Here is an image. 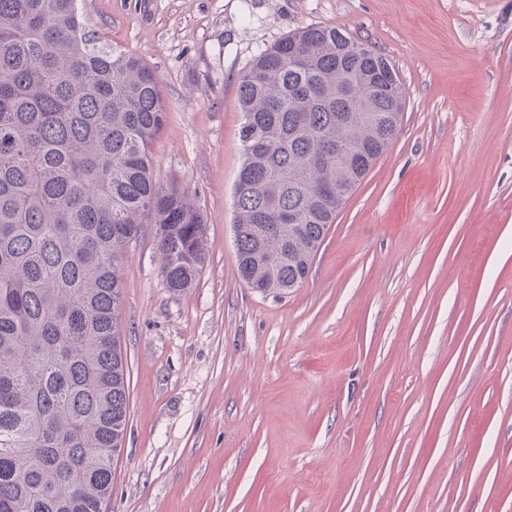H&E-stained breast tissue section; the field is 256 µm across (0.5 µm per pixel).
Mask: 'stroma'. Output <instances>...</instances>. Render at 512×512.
<instances>
[{
	"label": "stroma",
	"instance_id": "obj_1",
	"mask_svg": "<svg viewBox=\"0 0 512 512\" xmlns=\"http://www.w3.org/2000/svg\"><path fill=\"white\" fill-rule=\"evenodd\" d=\"M148 64L160 184L208 263L123 256L128 426L106 512H512V0H78ZM395 65L401 130L291 292L237 270L238 79L298 27Z\"/></svg>",
	"mask_w": 512,
	"mask_h": 512
}]
</instances>
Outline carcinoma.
<instances>
[{"label":"carcinoma","instance_id":"carcinoma-1","mask_svg":"<svg viewBox=\"0 0 512 512\" xmlns=\"http://www.w3.org/2000/svg\"><path fill=\"white\" fill-rule=\"evenodd\" d=\"M405 101L391 61L337 27L300 28L253 59L233 222L249 287L305 281ZM165 121L155 72L87 30L76 0H0V512H102L112 493L124 250L153 225L174 292L208 256L201 212L154 177Z\"/></svg>","mask_w":512,"mask_h":512}]
</instances>
